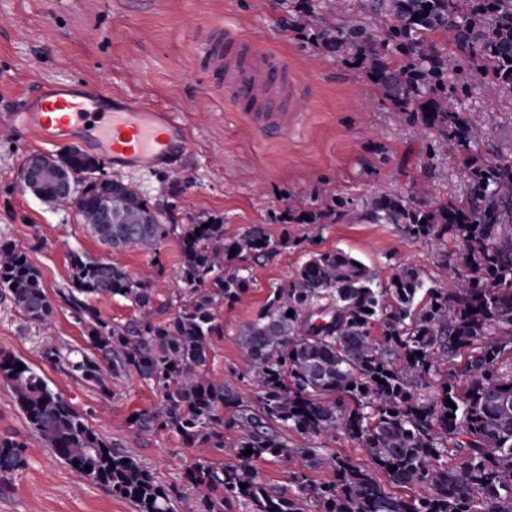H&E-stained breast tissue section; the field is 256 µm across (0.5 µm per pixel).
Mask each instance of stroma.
<instances>
[{"label":"stroma","instance_id":"1","mask_svg":"<svg viewBox=\"0 0 512 512\" xmlns=\"http://www.w3.org/2000/svg\"><path fill=\"white\" fill-rule=\"evenodd\" d=\"M300 18L285 0H170L163 8L153 0H0V114L14 111L23 95L49 80L95 81L134 104L167 106L187 126L192 150L169 169L120 171L106 158L103 173L135 183L161 206L163 223L216 221L228 236L259 225L272 237L286 231L294 239V246L250 261V291L221 309L224 336L214 340L208 363L218 378H231L239 362L231 341L239 325L310 254L343 250L381 282L399 265L412 264L443 288L448 285L445 261L459 258L449 238L409 241L395 225L377 223L369 208L382 195L407 197L420 189L435 205L462 197L467 182L454 150L438 130L396 110L363 69L326 54L298 29ZM216 20L260 47L286 54L311 85L300 133L274 136L245 127L200 69V43ZM466 104L482 119L473 149L487 160L512 163V92H475ZM57 150L22 128L0 130V242L24 247L48 295L68 282L67 249L58 246L64 240L68 249L110 259L132 275L154 272L159 301L178 306L176 239L154 249L114 251L95 239L76 210L51 209L21 189L19 173L27 156ZM302 212L320 215L319 237L296 222ZM86 344L85 330L69 310L56 308L51 323L42 325L26 320L0 296V351L41 370L90 427L119 443L157 483L180 488L175 512H194L195 498L185 489L183 474L211 458L210 449L183 447L171 435H131L129 416L156 402L154 392L131 380L108 399L43 358L50 346ZM1 435L24 443L26 464L6 480L0 512H134L130 502L57 459L28 428L2 383Z\"/></svg>","mask_w":512,"mask_h":512}]
</instances>
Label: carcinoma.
Here are the masks:
<instances>
[{
    "label": "carcinoma",
    "mask_w": 512,
    "mask_h": 512,
    "mask_svg": "<svg viewBox=\"0 0 512 512\" xmlns=\"http://www.w3.org/2000/svg\"><path fill=\"white\" fill-rule=\"evenodd\" d=\"M299 9L338 13L337 0H299ZM358 9L367 28L325 21L313 40L363 68L394 107L457 150L466 197L438 207L395 194L372 202L376 220L408 239H452L460 261L445 272L454 287L429 285L409 265L381 283L342 250L315 253L241 326L242 363L224 381L208 373L213 339L224 337L218 311L249 292L244 261L295 244L288 234L275 239L255 227L226 237L219 223L164 224L157 206L117 178L106 211L96 172L67 147L58 152L63 174L75 173L76 210L100 244L116 251L178 239L181 307L157 303L150 279L80 252L70 253L69 286L55 300L25 250L0 243V295L42 324L60 302L84 326L88 348L48 349V362L107 398L136 377L159 400L135 412L131 432L172 434L229 457L186 469L198 512H512V164L472 152L477 123L464 108L474 89L512 92V0H359ZM438 36L465 51L456 67ZM92 297L129 300L138 316L114 323ZM20 363L1 351L0 381L58 459L137 512H173L177 488L156 484ZM244 380L255 386L248 401L237 386ZM290 433L303 442L290 443ZM338 433L367 460L329 447ZM260 458L302 463L288 472L290 490L263 479ZM24 466V444L0 436V473ZM318 468L333 476L314 481Z\"/></svg>",
    "instance_id": "1"
}]
</instances>
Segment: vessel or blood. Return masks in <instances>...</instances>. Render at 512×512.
<instances>
[{
    "instance_id": "b4317fda",
    "label": "vessel or blood",
    "mask_w": 512,
    "mask_h": 512,
    "mask_svg": "<svg viewBox=\"0 0 512 512\" xmlns=\"http://www.w3.org/2000/svg\"><path fill=\"white\" fill-rule=\"evenodd\" d=\"M200 60L250 128L296 132L312 96L287 56L261 49L223 23L209 27ZM22 124L38 141L67 138L102 145L118 169L160 168L190 147L188 129L163 106H137L94 82L42 83L22 114L0 115V125Z\"/></svg>"
}]
</instances>
